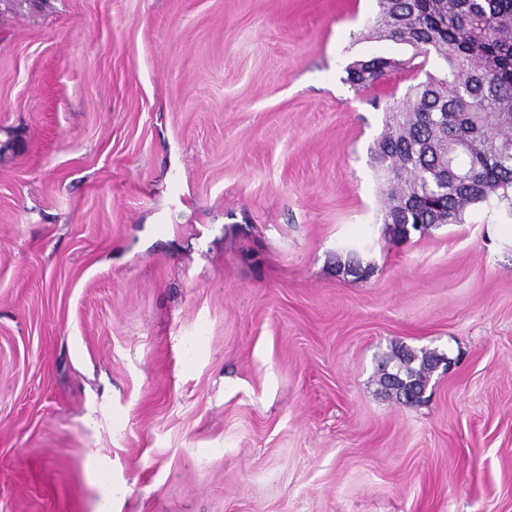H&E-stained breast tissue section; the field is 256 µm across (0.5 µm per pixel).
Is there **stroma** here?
Returning <instances> with one entry per match:
<instances>
[{
  "mask_svg": "<svg viewBox=\"0 0 512 512\" xmlns=\"http://www.w3.org/2000/svg\"><path fill=\"white\" fill-rule=\"evenodd\" d=\"M377 12L0 0V512H512V220L387 233ZM389 57H372L369 59L356 60L349 66L347 73L349 81L358 87H372L384 79L389 73L403 68L411 63ZM444 355L435 350L419 351L406 346L395 347L383 366L380 385L388 394L405 404L418 402L425 393L432 368ZM393 363L392 371L387 365Z\"/></svg>",
  "mask_w": 512,
  "mask_h": 512,
  "instance_id": "obj_1",
  "label": "stroma"
}]
</instances>
